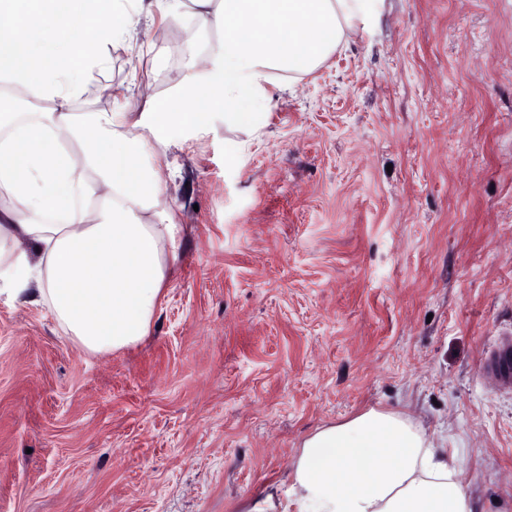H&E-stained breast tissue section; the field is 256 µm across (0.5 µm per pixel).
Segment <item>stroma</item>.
Masks as SVG:
<instances>
[{"mask_svg": "<svg viewBox=\"0 0 512 512\" xmlns=\"http://www.w3.org/2000/svg\"><path fill=\"white\" fill-rule=\"evenodd\" d=\"M190 20L143 18L78 111L174 98ZM265 89L257 128L163 150L182 244L141 343L88 354L0 297V512H243L371 408L512 512V390L480 375L512 337V0H384Z\"/></svg>", "mask_w": 512, "mask_h": 512, "instance_id": "stroma-1", "label": "stroma"}]
</instances>
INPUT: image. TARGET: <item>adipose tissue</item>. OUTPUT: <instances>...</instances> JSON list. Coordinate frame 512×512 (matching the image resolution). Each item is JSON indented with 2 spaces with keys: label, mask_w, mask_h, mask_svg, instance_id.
<instances>
[{
  "label": "adipose tissue",
  "mask_w": 512,
  "mask_h": 512,
  "mask_svg": "<svg viewBox=\"0 0 512 512\" xmlns=\"http://www.w3.org/2000/svg\"><path fill=\"white\" fill-rule=\"evenodd\" d=\"M383 0H0V91L44 112L0 113V294L48 307L91 354L148 335L177 260L179 225L157 149L207 112L257 127L272 72H312ZM191 11L215 32L175 99L130 96L121 112L77 114L108 94L94 72L143 15ZM252 512H472L455 468L403 415L369 409L310 434L283 498Z\"/></svg>",
  "instance_id": "obj_1"
}]
</instances>
